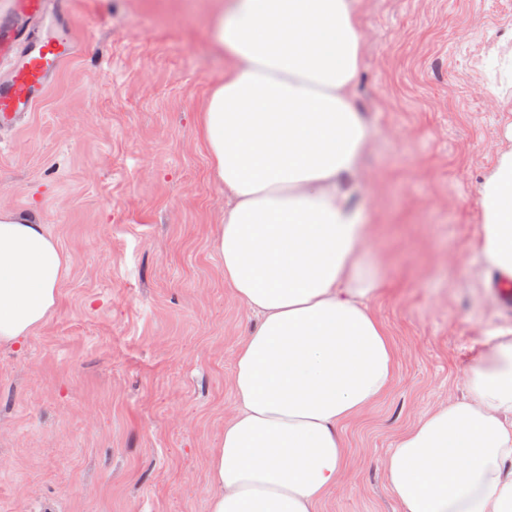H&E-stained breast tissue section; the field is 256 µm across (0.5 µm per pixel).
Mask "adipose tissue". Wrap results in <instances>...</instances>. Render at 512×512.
<instances>
[{"instance_id":"adipose-tissue-1","label":"adipose tissue","mask_w":512,"mask_h":512,"mask_svg":"<svg viewBox=\"0 0 512 512\" xmlns=\"http://www.w3.org/2000/svg\"><path fill=\"white\" fill-rule=\"evenodd\" d=\"M209 39L224 72L199 130L231 202L213 245L260 322L237 353L241 407L208 459V512H318L347 464L340 429L393 373L367 305L385 282L366 265L355 202L371 140L353 103L359 0H227ZM479 204L477 250L512 277V147ZM70 268L44 225L0 208V346L45 323ZM387 472L403 512H512V324L493 332L462 396L400 436Z\"/></svg>"}]
</instances>
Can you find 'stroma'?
I'll return each mask as SVG.
<instances>
[{
	"mask_svg": "<svg viewBox=\"0 0 512 512\" xmlns=\"http://www.w3.org/2000/svg\"><path fill=\"white\" fill-rule=\"evenodd\" d=\"M83 47L0 143V207L72 260L56 310L0 348V512H207V461L240 406L257 323L212 246L228 201L199 114L224 61L218 0H73ZM355 104L373 131L358 201L368 306L395 371L343 430L318 512H402L401 434L463 393L512 311L482 284L479 189L512 144V0H361Z\"/></svg>",
	"mask_w": 512,
	"mask_h": 512,
	"instance_id": "1",
	"label": "stroma"
}]
</instances>
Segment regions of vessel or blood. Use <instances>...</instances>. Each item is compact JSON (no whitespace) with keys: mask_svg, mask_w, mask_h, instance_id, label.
Masks as SVG:
<instances>
[{"mask_svg":"<svg viewBox=\"0 0 512 512\" xmlns=\"http://www.w3.org/2000/svg\"><path fill=\"white\" fill-rule=\"evenodd\" d=\"M82 50L73 0H8L0 11V135L23 128L62 68Z\"/></svg>","mask_w":512,"mask_h":512,"instance_id":"b4317fda","label":"vessel or blood"}]
</instances>
